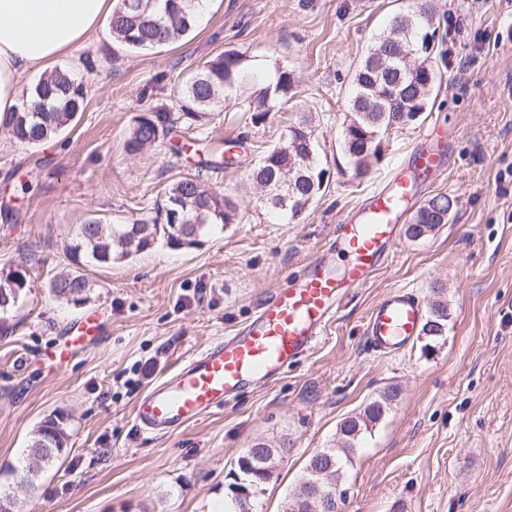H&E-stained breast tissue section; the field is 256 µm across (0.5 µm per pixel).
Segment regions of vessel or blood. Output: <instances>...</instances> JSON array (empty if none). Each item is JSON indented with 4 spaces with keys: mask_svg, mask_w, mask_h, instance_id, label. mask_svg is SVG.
<instances>
[{
    "mask_svg": "<svg viewBox=\"0 0 512 512\" xmlns=\"http://www.w3.org/2000/svg\"><path fill=\"white\" fill-rule=\"evenodd\" d=\"M443 158L442 146L421 148L407 169L337 225L333 245L346 258L343 267L326 254L306 263L288 287L274 290L234 334L192 353L138 397L136 427L154 435L174 433L300 363L324 335L346 294L367 285L386 262L423 186L442 170ZM423 318L413 293L394 290L373 307L365 334L374 351L396 355L414 341ZM101 334L98 319L85 317L50 358L63 364L72 349Z\"/></svg>",
    "mask_w": 512,
    "mask_h": 512,
    "instance_id": "vessel-or-blood-1",
    "label": "vessel or blood"
}]
</instances>
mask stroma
I'll return each instance as SVG.
<instances>
[{"label": "stroma", "mask_w": 512, "mask_h": 512, "mask_svg": "<svg viewBox=\"0 0 512 512\" xmlns=\"http://www.w3.org/2000/svg\"><path fill=\"white\" fill-rule=\"evenodd\" d=\"M412 0H212L197 30L134 53L100 28L56 66L82 77L77 124L39 146L0 130V271L26 272L18 303L0 319V492L17 512H211L237 458L264 442L282 449L256 512H283L309 458L335 444L344 418L385 388L399 396L369 428L344 469V512H512V6L504 0H427L446 53L432 111L383 139L354 175L341 132L356 67ZM245 53L249 79L199 130L130 155L133 116L173 106L179 85L227 50ZM291 70L287 111L252 121L247 99L278 68ZM313 119L320 194L289 218L265 207L246 174L282 142L290 122ZM452 135L447 168L423 195H453L447 223L401 236L371 283L343 301L301 363L224 408L163 437L132 422L137 398L192 352L244 325L290 275L325 250L359 207L431 129ZM197 152L174 153L175 143ZM231 165H223L224 149ZM199 176L238 205L192 246L158 241L130 258L77 263L68 247L96 215L115 224L155 217L166 188ZM77 272L88 299H55L51 281ZM445 288L448 327L385 356L364 334L373 304L394 289L429 305ZM100 315L99 342L63 366L44 358L71 323ZM68 418L67 451L35 490L15 483L33 430Z\"/></svg>", "instance_id": "1"}]
</instances>
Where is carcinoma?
<instances>
[{"mask_svg": "<svg viewBox=\"0 0 512 512\" xmlns=\"http://www.w3.org/2000/svg\"><path fill=\"white\" fill-rule=\"evenodd\" d=\"M201 2L115 0L109 21L112 39L133 52L175 43L198 28ZM431 25L432 16L422 10L394 16L355 71L349 118L342 134L345 153L358 176L368 170L369 158L378 157L384 134L394 128L402 110L418 118L429 107L442 77L437 59L444 58V53L436 52L435 33L429 31ZM246 79V58L238 51L228 50L205 61L179 86L175 109L162 105L149 116L132 118L124 141L125 151L139 153L163 141L178 125L187 129L205 125L212 113L224 111L227 94L240 88ZM294 89L292 73L279 68L266 86L249 97L248 111L256 120L278 112L292 99ZM86 101L84 81L66 68H56L42 75L23 94L21 107L0 115V129L20 143L38 145L60 135L84 111ZM315 154L312 126L303 116L288 126L284 142L269 149L251 170L250 179L260 187L268 207L294 216L318 195L325 169L316 165ZM455 205L456 199L446 193L424 200L407 228L408 234L417 238L448 223ZM236 217L237 204L223 191L208 188L195 177L184 176L165 191L164 203L157 208L153 223L135 219L128 224H111L92 215L78 226L69 251L77 262L85 257L107 265L144 251L160 237L169 245L190 246L214 225L232 224ZM172 222L182 225L181 235L167 230ZM24 288L26 277L18 271L0 277L1 313L18 302ZM88 290V281L81 274L59 276L50 283V293L56 299L75 306L87 299ZM431 292L434 301L422 333L438 337L447 330L448 304L443 299V288L434 287ZM397 396V390L389 388L369 402L363 414L343 421L337 443L311 457L307 477L289 504L300 507L309 500L314 502L336 494L340 474L359 448L364 430L382 417ZM66 421L65 415L56 414L33 432L22 466L12 471L19 482L35 488L43 470L64 455L68 440ZM282 452L283 449L265 443L253 445L238 457L229 486L248 488L259 482L253 466L272 470Z\"/></svg>", "mask_w": 512, "mask_h": 512, "instance_id": "obj_1", "label": "carcinoma"}]
</instances>
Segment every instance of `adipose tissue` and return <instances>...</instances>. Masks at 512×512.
I'll return each instance as SVG.
<instances>
[{
  "instance_id": "ef3b65f1",
  "label": "adipose tissue",
  "mask_w": 512,
  "mask_h": 512,
  "mask_svg": "<svg viewBox=\"0 0 512 512\" xmlns=\"http://www.w3.org/2000/svg\"><path fill=\"white\" fill-rule=\"evenodd\" d=\"M110 0H0V113L19 106V81L95 37Z\"/></svg>"
}]
</instances>
